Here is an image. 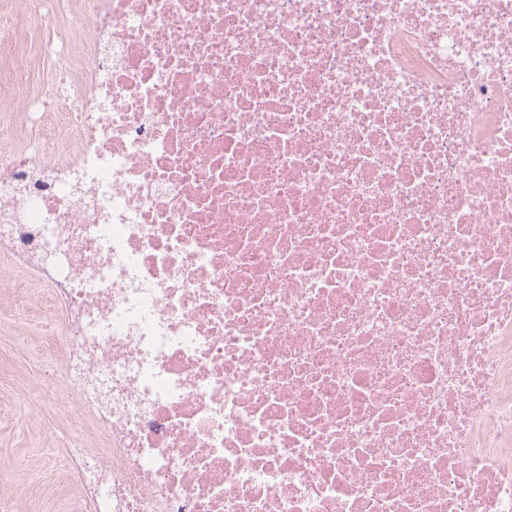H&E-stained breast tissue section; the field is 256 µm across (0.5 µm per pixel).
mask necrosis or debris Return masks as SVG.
I'll list each match as a JSON object with an SVG mask.
<instances>
[{
  "instance_id": "obj_1",
  "label": "necrosis or debris",
  "mask_w": 512,
  "mask_h": 512,
  "mask_svg": "<svg viewBox=\"0 0 512 512\" xmlns=\"http://www.w3.org/2000/svg\"><path fill=\"white\" fill-rule=\"evenodd\" d=\"M50 52L0 253L72 512H512V0H75Z\"/></svg>"
}]
</instances>
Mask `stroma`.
<instances>
[{
    "instance_id": "obj_1",
    "label": "stroma",
    "mask_w": 512,
    "mask_h": 512,
    "mask_svg": "<svg viewBox=\"0 0 512 512\" xmlns=\"http://www.w3.org/2000/svg\"><path fill=\"white\" fill-rule=\"evenodd\" d=\"M72 6V0H56L54 21L40 23L27 18L23 0H0V16L15 20L13 27L0 30V63L10 64L21 54L29 65L28 82L14 90L16 101L32 98L51 80L54 63L42 48L59 38ZM26 279L0 255V311L11 315L0 323V467L13 473L0 480V512H48L53 501L74 497L76 477L65 466L66 452L97 444L82 426L74 397L42 389L46 361L62 363L61 357H48L47 348L53 341L48 327L62 319L63 311L23 303L14 285Z\"/></svg>"
}]
</instances>
